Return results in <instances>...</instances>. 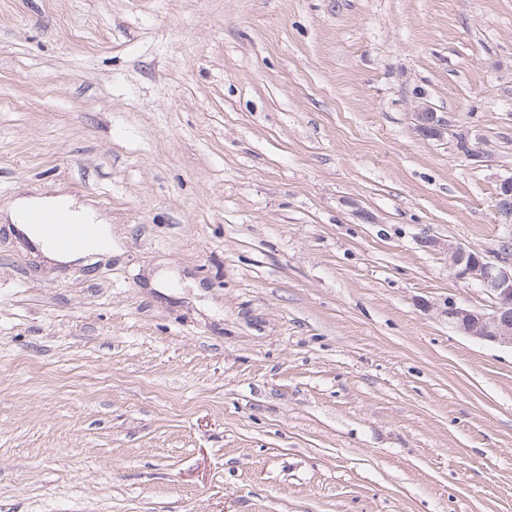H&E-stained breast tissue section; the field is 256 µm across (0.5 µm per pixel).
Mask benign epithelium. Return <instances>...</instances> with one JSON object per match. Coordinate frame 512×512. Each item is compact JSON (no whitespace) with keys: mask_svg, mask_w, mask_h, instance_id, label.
<instances>
[{"mask_svg":"<svg viewBox=\"0 0 512 512\" xmlns=\"http://www.w3.org/2000/svg\"><path fill=\"white\" fill-rule=\"evenodd\" d=\"M416 131L425 139L441 140L448 134V120L434 111L432 106L419 102L414 112ZM457 146L465 156L478 159L488 151L478 143L455 134ZM497 215L499 223H512V176L503 178L497 192ZM448 253V269L462 282H475L489 295L488 309H472L448 299L436 306V311L448 321L455 331L479 340H487L512 348V264H497L489 261L477 247L460 244H440Z\"/></svg>","mask_w":512,"mask_h":512,"instance_id":"1","label":"benign epithelium"}]
</instances>
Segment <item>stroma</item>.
Returning <instances> with one entry per match:
<instances>
[{
	"label": "stroma",
	"mask_w": 512,
	"mask_h": 512,
	"mask_svg": "<svg viewBox=\"0 0 512 512\" xmlns=\"http://www.w3.org/2000/svg\"><path fill=\"white\" fill-rule=\"evenodd\" d=\"M510 175L512 0H0V214L112 232L0 223V512H512V350L422 307ZM414 108L416 131L420 136L430 140H441L448 134L450 125L447 119L438 115L432 106L425 102H418ZM26 212L29 213L22 216ZM43 212L55 214L64 221L90 224L60 223ZM20 218L21 224H18ZM10 219L30 241L39 244L57 263H75L112 249L110 228L105 224L94 223L95 215L91 209L82 206L77 209L73 199L63 196L19 199L11 208ZM93 224L101 226L96 230ZM41 226L48 230L51 239ZM95 231L96 234L92 238ZM84 246L85 248L82 249Z\"/></svg>",
	"instance_id": "stroma-1"
}]
</instances>
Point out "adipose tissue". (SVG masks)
Here are the masks:
<instances>
[{
    "label": "adipose tissue",
    "instance_id": "1",
    "mask_svg": "<svg viewBox=\"0 0 512 512\" xmlns=\"http://www.w3.org/2000/svg\"><path fill=\"white\" fill-rule=\"evenodd\" d=\"M29 211H42L57 215L65 221L91 223L95 220L93 211L86 207H76L74 200L63 196H43L17 200L10 214L12 222L18 223L20 230L30 240L50 255L56 262L69 264L89 256L111 250L112 235L108 226H99L95 236L84 249L73 252H63L54 248L47 231L35 224L21 223V216Z\"/></svg>",
    "mask_w": 512,
    "mask_h": 512
}]
</instances>
